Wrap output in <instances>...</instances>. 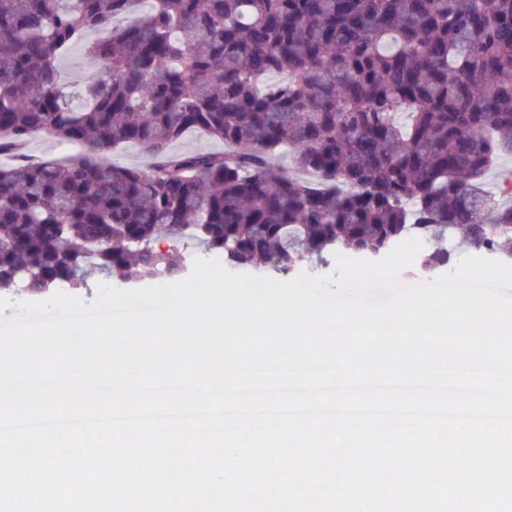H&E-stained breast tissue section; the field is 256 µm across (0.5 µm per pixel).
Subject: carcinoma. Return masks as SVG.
Masks as SVG:
<instances>
[{
	"label": "carcinoma",
	"instance_id": "carcinoma-1",
	"mask_svg": "<svg viewBox=\"0 0 512 512\" xmlns=\"http://www.w3.org/2000/svg\"><path fill=\"white\" fill-rule=\"evenodd\" d=\"M191 132L224 150L174 151ZM38 134L81 153L32 158ZM1 155V298L175 282L190 246L267 277L410 236L428 273L457 235L510 261L512 179L486 183L512 157V0H0Z\"/></svg>",
	"mask_w": 512,
	"mask_h": 512
}]
</instances>
